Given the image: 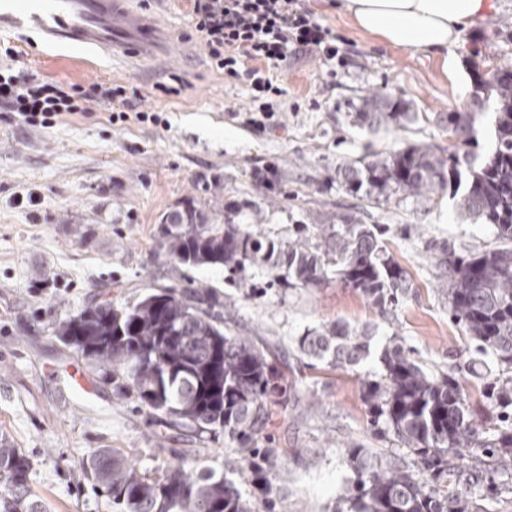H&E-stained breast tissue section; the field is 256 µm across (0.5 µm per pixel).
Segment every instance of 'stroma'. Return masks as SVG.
Instances as JSON below:
<instances>
[{"mask_svg": "<svg viewBox=\"0 0 512 512\" xmlns=\"http://www.w3.org/2000/svg\"><path fill=\"white\" fill-rule=\"evenodd\" d=\"M304 5L333 30L344 60L290 58L284 93L272 99L283 122L263 131L240 119L251 107L248 88L196 49L178 64L159 56L96 70L64 52L20 58L21 67L66 86L140 87L155 112L115 124L98 110L50 128L0 120V435L31 456V486L50 512H112L83 473L96 448L120 450L142 470L167 465L179 451L220 471L236 454V443L160 426L133 393L119 392L61 343L59 322L92 298L121 307L150 288L206 283L224 302L225 326L270 347L295 385L263 442L278 451L271 490H258L245 472L232 479L244 497L274 500L273 512H338L353 477L348 449L382 459L403 454L393 436L372 430L360 389L392 339L426 372L459 369L469 403L481 404L477 379L464 371L473 343L450 319L440 286L438 246L464 256L486 251L498 245L493 229L460 217L446 194L380 204L347 195L338 169L410 145L447 154L452 112L475 113L478 134L468 149L488 155L497 103L479 110L474 73L488 69L487 52L512 64V0H492L486 18L464 32L455 79L432 53L356 28L341 0ZM368 97L379 111L399 113L398 122L360 126L356 113ZM264 175L272 188L261 186ZM189 206L283 245L297 225L353 215L381 226L383 246L413 288L398 306L378 309L336 279L281 288L266 266L167 264L156 253L161 220ZM336 321L371 335L369 356L354 367L333 368L297 348V336ZM74 369L89 373L92 396L76 395L68 381Z\"/></svg>", "mask_w": 512, "mask_h": 512, "instance_id": "35a3bbf8", "label": "stroma"}]
</instances>
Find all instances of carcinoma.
I'll return each instance as SVG.
<instances>
[{"label": "carcinoma", "mask_w": 512, "mask_h": 512, "mask_svg": "<svg viewBox=\"0 0 512 512\" xmlns=\"http://www.w3.org/2000/svg\"><path fill=\"white\" fill-rule=\"evenodd\" d=\"M494 93L496 142L475 166L459 149L443 157L426 146L397 149L339 171L346 192L376 203L398 195L429 197L463 189L461 213L493 226L499 245L470 256L442 250L448 310L479 354L495 353L512 369V66L476 73V91ZM473 112L448 113V132L463 145L475 131ZM159 255L182 266L281 268L285 288L316 286L332 272L376 308L398 302L413 285L386 253L375 226L345 214L334 224H307L288 245L263 242L232 224L209 222L197 209L162 218ZM224 307L211 286L155 288L118 309L90 303L59 323L72 353L98 364L135 392L150 413L197 435L237 441L224 472L179 456L162 470L138 471L125 456L95 449L85 467L112 512H259L243 498L229 471H246L267 490L276 449L258 447L294 386L249 336L224 329ZM298 350L331 365L351 367L369 353V337L347 324L298 338ZM382 372L362 381L371 425L392 433L413 464L350 450L354 477L345 512H487L484 501L512 493V376L482 381L485 410L467 402L455 373L426 372L397 340L381 355ZM32 462L0 437V512H47L31 488Z\"/></svg>", "instance_id": "carcinoma-1"}]
</instances>
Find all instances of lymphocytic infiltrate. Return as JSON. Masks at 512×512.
Segmentation results:
<instances>
[{
	"mask_svg": "<svg viewBox=\"0 0 512 512\" xmlns=\"http://www.w3.org/2000/svg\"><path fill=\"white\" fill-rule=\"evenodd\" d=\"M188 17L204 50L225 78L248 84L258 107L249 125L273 123L275 112L267 98L280 94L278 72L291 56L314 53L335 60L340 49L332 30L322 24L301 0H189ZM17 52L0 53V112L14 113L25 123L48 128L66 115L92 104L116 112L119 120L143 119L146 97L137 87L109 82L92 84L75 98L60 83L14 65Z\"/></svg>",
	"mask_w": 512,
	"mask_h": 512,
	"instance_id": "obj_1",
	"label": "lymphocytic infiltrate"
}]
</instances>
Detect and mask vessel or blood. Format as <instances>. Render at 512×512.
Instances as JSON below:
<instances>
[{
	"instance_id": "obj_1",
	"label": "vessel or blood",
	"mask_w": 512,
	"mask_h": 512,
	"mask_svg": "<svg viewBox=\"0 0 512 512\" xmlns=\"http://www.w3.org/2000/svg\"><path fill=\"white\" fill-rule=\"evenodd\" d=\"M127 0H0V38L21 35L96 66L116 57H187L189 46Z\"/></svg>"
}]
</instances>
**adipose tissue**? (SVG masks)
Instances as JSON below:
<instances>
[{"mask_svg":"<svg viewBox=\"0 0 512 512\" xmlns=\"http://www.w3.org/2000/svg\"><path fill=\"white\" fill-rule=\"evenodd\" d=\"M355 26L382 41L423 49L453 64L464 31L484 17L487 0H345Z\"/></svg>","mask_w":512,"mask_h":512,"instance_id":"1","label":"adipose tissue"}]
</instances>
